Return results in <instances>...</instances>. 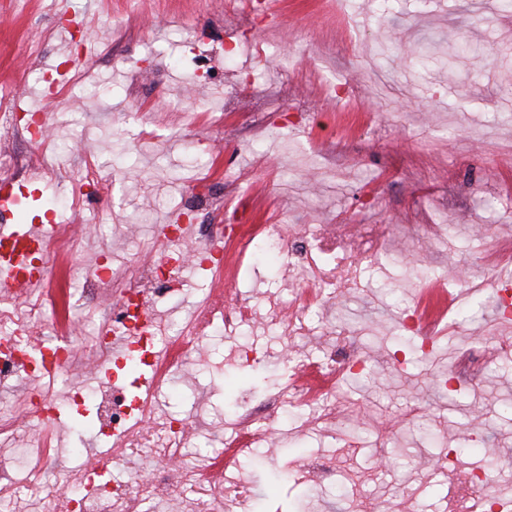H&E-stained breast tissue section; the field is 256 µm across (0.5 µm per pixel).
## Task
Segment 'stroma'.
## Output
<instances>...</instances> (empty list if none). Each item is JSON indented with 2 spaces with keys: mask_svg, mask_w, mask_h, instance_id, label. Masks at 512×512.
<instances>
[{
  "mask_svg": "<svg viewBox=\"0 0 512 512\" xmlns=\"http://www.w3.org/2000/svg\"><path fill=\"white\" fill-rule=\"evenodd\" d=\"M224 2L0 0V86L16 88L5 106L44 108L52 129L42 147L0 131V153L14 156L23 178L56 164L55 196L89 168L112 181L90 210L23 211L38 223L82 224L70 251L48 262L47 286L60 298L42 334L78 347L68 375L0 386V410L15 422L0 435V470L26 468V449L50 436L28 414L32 393L57 401L95 387L83 376L100 357L91 328L119 297L69 291V270L91 278L103 254L132 283L182 198L207 177L220 206L198 214L186 246L201 245L204 227L231 205L239 224L335 237L357 275L318 289L288 247L226 283L244 323L230 335L213 330L154 396L159 412L192 427L184 462L222 459L232 482L219 493L168 491L140 512H187L190 498L215 512L231 498L235 512H451L437 461L461 447L470 451L461 469L485 473L491 495L512 497V418L500 412L512 402V311L497 298L512 252V14L492 0H261L257 11L240 0L231 14ZM66 11L90 32L87 61L68 74L79 88L50 101L39 77L60 59ZM428 33L440 36L434 55L411 65ZM204 45L220 83L173 64ZM452 46L463 50L453 64ZM230 165L248 193L225 180ZM303 288L319 295L302 331L273 325L279 303ZM209 291L204 272L189 274L159 309L163 324L189 318ZM480 298V312L462 319ZM434 318L441 334L425 355L422 326ZM331 354L367 369L338 378L325 411L289 404V388L312 381L302 365ZM247 412L263 437L239 455L229 440ZM95 426L64 419L65 445L49 446L43 487L13 495V512H46L58 478H77L88 449L107 448Z\"/></svg>",
  "mask_w": 512,
  "mask_h": 512,
  "instance_id": "obj_1",
  "label": "stroma"
}]
</instances>
